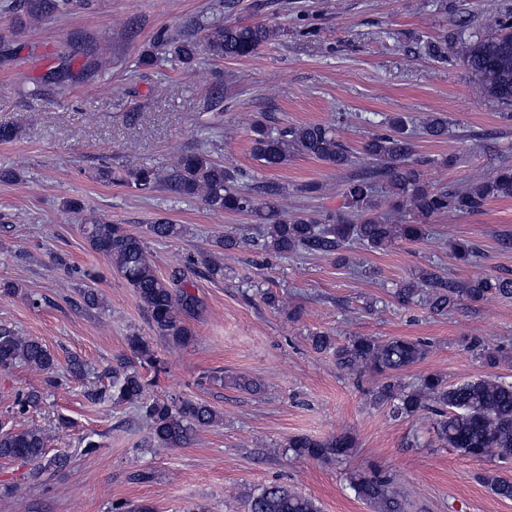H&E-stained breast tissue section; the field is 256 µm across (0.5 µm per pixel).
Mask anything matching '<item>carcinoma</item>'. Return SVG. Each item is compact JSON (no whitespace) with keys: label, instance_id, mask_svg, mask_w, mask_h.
Wrapping results in <instances>:
<instances>
[{"label":"carcinoma","instance_id":"carcinoma-1","mask_svg":"<svg viewBox=\"0 0 512 512\" xmlns=\"http://www.w3.org/2000/svg\"><path fill=\"white\" fill-rule=\"evenodd\" d=\"M88 0H27L29 11L47 15L70 9ZM278 32L262 21L240 25L230 21L195 24L178 40L161 42L171 58L192 64L199 47L215 61L248 57L269 44ZM455 61L468 75L475 91L509 113L512 111V16L492 18L480 31L466 28L457 38ZM417 52L436 61L448 60V39L424 41ZM251 154L266 168L282 167L295 156L317 159L336 169L355 164L353 150L336 137V129L324 124L273 125L263 117L250 123ZM419 134L431 140L448 137V117L434 113L419 124ZM365 166L342 185L344 210L336 215H314L305 211L288 212L275 200L282 188L264 182L242 185L246 174L226 166L203 151L180 154L176 163L160 172L152 168L118 171L110 164L97 169L100 181L114 180L141 194L163 191L174 199L201 201L216 213L250 214L263 224L252 245L265 254L280 257L300 252L333 257L347 263V252L359 244L372 252L385 251L398 242H420L428 238V224L441 214H478L494 199H512V163L500 164L491 177L465 188L436 186L422 179L421 168L437 160L416 151L407 117L394 113L378 123L362 146ZM384 193L400 223L376 214L378 193ZM81 228L92 250L104 255L112 268L133 288L147 314L156 337L171 346L185 347L194 339L187 317L199 308V299L190 291V275L224 278V264L211 255L187 258L185 267L164 276L158 272L148 249L150 241H165L182 229L167 220L156 221L141 234L123 224L103 218H83ZM452 258L470 265L478 249L469 241L448 243ZM98 274L86 270L78 290V307L89 311L100 306L95 283ZM512 297V277L476 274L452 279L437 266L421 268L396 287L393 297L401 306L423 300L438 316L464 302H479L489 296ZM313 349L334 356L345 373L360 378L367 373L382 376V382L369 392L377 407H387L395 419L423 415L431 421L439 442L475 457L512 460V383L487 375L460 383H448L437 373L420 375L406 384L400 374L421 361L427 345L405 337L381 339L376 336H348L337 341L327 331L309 335ZM130 356L110 368L112 393L95 392V401L137 404L150 425L151 438L162 447L190 444L195 432L221 420L211 405L183 397L169 399L148 395L151 381L140 368L156 372L161 365L153 343L139 335L128 337ZM22 363L51 379L56 373L54 354L37 338L18 336L0 329V369ZM44 403L43 393L23 391L14 402L15 414L22 417ZM47 436L37 427L22 428L0 435V458L21 459L32 465L31 477L40 479L51 470L69 463L66 456H46ZM285 451L315 461L344 460L356 448L348 433L313 438L298 435L288 439ZM485 484L492 493L512 499V477L491 476ZM357 498L368 502L375 512H408L409 502L394 486L392 476L382 470L357 474L350 479ZM244 512H320L315 500L302 496L280 482L254 488L243 496Z\"/></svg>","mask_w":512,"mask_h":512}]
</instances>
